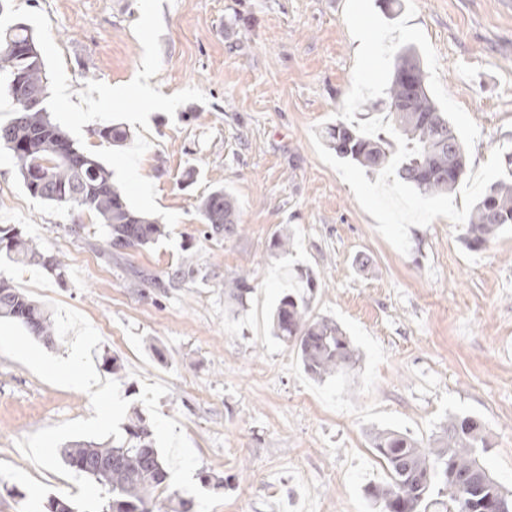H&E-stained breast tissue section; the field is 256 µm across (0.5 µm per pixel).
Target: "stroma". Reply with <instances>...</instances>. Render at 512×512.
Segmentation results:
<instances>
[{
  "instance_id": "35a3bbf8",
  "label": "stroma",
  "mask_w": 512,
  "mask_h": 512,
  "mask_svg": "<svg viewBox=\"0 0 512 512\" xmlns=\"http://www.w3.org/2000/svg\"><path fill=\"white\" fill-rule=\"evenodd\" d=\"M0 23L31 28L51 120L162 229L107 254L95 215L32 196L0 151V225L66 265L59 283L0 255V277L57 332L48 345L0 318V512H46L51 497L99 512L105 488L61 451L120 436L135 408L192 512H374L373 434L429 445L453 415L483 424V462L512 492V228L477 251L462 242L475 200L512 167V0H0ZM364 27L416 49L465 146L454 189L420 195L326 140L339 122L387 126L393 54L363 57ZM112 124L125 145L100 137ZM220 187L240 224L208 237L199 205ZM186 258L195 277L171 280ZM298 267L318 279L313 315L359 356L348 376L312 378L272 334ZM242 273L241 306L227 283ZM76 344L106 398L58 379Z\"/></svg>"
}]
</instances>
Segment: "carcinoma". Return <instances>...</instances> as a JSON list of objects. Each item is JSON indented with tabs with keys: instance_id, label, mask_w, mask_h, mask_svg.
<instances>
[{
	"instance_id": "obj_1",
	"label": "carcinoma",
	"mask_w": 512,
	"mask_h": 512,
	"mask_svg": "<svg viewBox=\"0 0 512 512\" xmlns=\"http://www.w3.org/2000/svg\"><path fill=\"white\" fill-rule=\"evenodd\" d=\"M414 70V82L406 84L403 73ZM47 77L44 63L28 27L18 23L0 31V90L11 98L13 117L0 124V147L15 160L24 187L34 197L100 217L107 227L106 244L116 251L146 247L156 240L159 225L131 210L112 182V171L93 156L80 151L53 123L42 105L25 109L21 99L45 100ZM386 105L398 143L386 137L361 136L338 123L327 131L331 146L340 156L369 169L395 166L397 177L422 195L453 189L466 173L463 142L454 125L430 96L420 60L411 46L395 56ZM100 137L120 146L128 132L118 125L106 126ZM42 168L50 178L39 188L28 181L31 170ZM201 219L215 235L237 229L235 205L230 193L216 188L200 205ZM512 226V170L508 178L490 184L470 211L463 237L467 248L486 245L505 227ZM0 245L8 259L40 265L57 280L65 278V265L54 255L11 226H0ZM295 293H286L273 313L274 335L294 345L305 370L314 377L343 374L357 363V355L340 327L312 315L308 293L316 288L309 269L294 276ZM225 287L237 300L252 292L248 277L239 275ZM13 319L36 337L53 342L54 328L45 308L0 279V318ZM126 437L104 443L76 442L64 449L63 459L76 471L102 485L117 512H188L186 501L158 491L167 486L168 472L155 446L152 431L138 409L124 425ZM385 465L386 478L366 489L380 512H482L488 498L500 501L512 512V494L503 491L485 467L482 457L487 441L481 423L472 417L451 416L435 439L436 446L422 445L409 434L383 429L371 440ZM110 459L112 468L75 467L84 460ZM477 475L482 494L477 496L458 482Z\"/></svg>"
}]
</instances>
